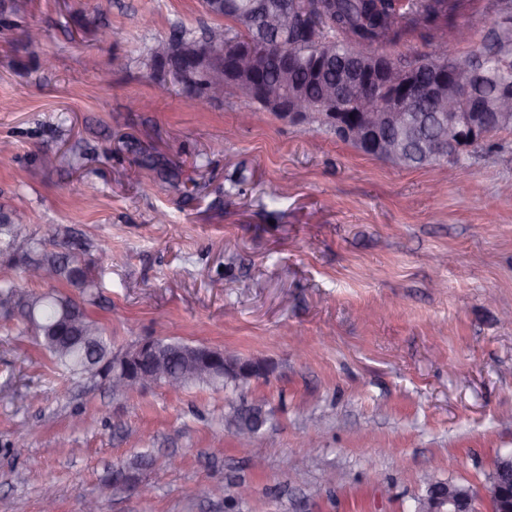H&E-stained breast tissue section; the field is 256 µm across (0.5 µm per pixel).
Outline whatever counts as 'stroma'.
<instances>
[{"instance_id": "35a3bbf8", "label": "stroma", "mask_w": 512, "mask_h": 512, "mask_svg": "<svg viewBox=\"0 0 512 512\" xmlns=\"http://www.w3.org/2000/svg\"><path fill=\"white\" fill-rule=\"evenodd\" d=\"M211 22L200 0H32L22 18L0 0V208L86 244L113 348L163 326L270 370L234 392L116 396L0 330V512H41L48 483L58 512H415L432 479L481 491L512 452V131L440 181L268 112L240 123L232 89L198 110L146 53ZM497 22L496 0H463L459 53ZM149 155L178 179L128 180ZM245 400L267 413L260 470L225 425ZM117 467L133 488L113 487Z\"/></svg>"}]
</instances>
